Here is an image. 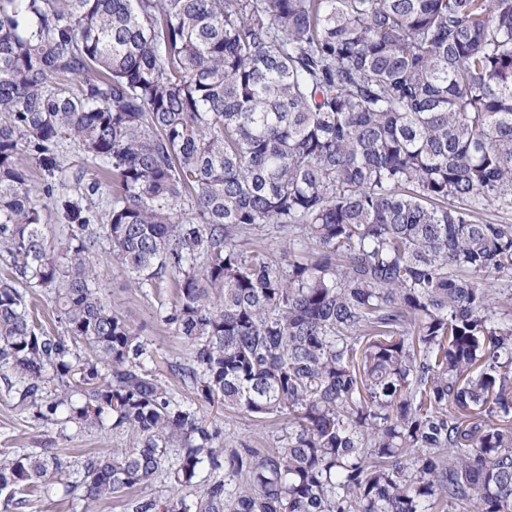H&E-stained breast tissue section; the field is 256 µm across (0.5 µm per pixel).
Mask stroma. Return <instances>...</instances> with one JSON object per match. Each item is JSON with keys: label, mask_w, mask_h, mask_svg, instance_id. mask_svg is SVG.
I'll return each instance as SVG.
<instances>
[{"label": "stroma", "mask_w": 512, "mask_h": 512, "mask_svg": "<svg viewBox=\"0 0 512 512\" xmlns=\"http://www.w3.org/2000/svg\"><path fill=\"white\" fill-rule=\"evenodd\" d=\"M238 243L242 249L281 263L303 252L299 245L287 247L270 226L240 237ZM98 258L103 271L101 286L108 304L150 341L154 365L163 380L178 397H188V389L168 369L170 361H186L191 357L189 344L176 336L161 320L172 303L170 290L136 288L125 275L112 269L108 244H101ZM198 410L203 420L217 423L225 441L234 444L245 441L256 448H272L288 427L287 420L283 418L260 423L248 415L225 410L217 404L202 402ZM124 444L123 436L113 434L108 429L88 430L72 423H47L38 419L32 409L19 406L5 378L0 376V457L55 448L74 461L90 453L111 452ZM22 498L23 503L15 512H127L124 501L118 499H105L92 506L86 505L76 495L67 493L65 482L61 479L25 492Z\"/></svg>", "instance_id": "1"}]
</instances>
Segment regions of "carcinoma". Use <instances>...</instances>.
Segmentation results:
<instances>
[{
    "label": "carcinoma",
    "mask_w": 512,
    "mask_h": 512,
    "mask_svg": "<svg viewBox=\"0 0 512 512\" xmlns=\"http://www.w3.org/2000/svg\"><path fill=\"white\" fill-rule=\"evenodd\" d=\"M64 142L112 179L106 223L69 196ZM492 206L512 207V0H0V370L40 419L126 438L76 470L90 505L176 451L167 497L131 512H512ZM268 224L315 260L238 247ZM102 239L138 287L175 288L162 321L192 356L168 366L193 398L106 302ZM198 401L288 433L226 443ZM70 467L0 458L3 509Z\"/></svg>",
    "instance_id": "carcinoma-1"
}]
</instances>
